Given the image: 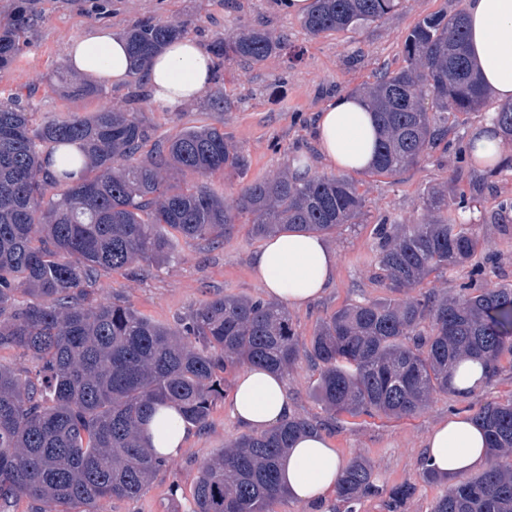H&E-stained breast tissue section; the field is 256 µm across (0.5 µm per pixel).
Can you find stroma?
Here are the masks:
<instances>
[{
    "label": "stroma",
    "instance_id": "obj_1",
    "mask_svg": "<svg viewBox=\"0 0 512 512\" xmlns=\"http://www.w3.org/2000/svg\"><path fill=\"white\" fill-rule=\"evenodd\" d=\"M277 2L30 0L40 20L27 31L17 60L0 69V93H22L25 103L47 115L80 114L104 106L136 112L154 141L202 122L223 128L248 159L245 177L212 181L216 189L230 196L242 179L286 169L299 156L307 157L312 171L327 172L315 139L318 112L332 98L359 91L372 82L381 68L400 67L404 38L419 18L433 13L449 15L461 7L460 0H404L397 11L361 30L314 37L304 30L299 18L281 11ZM140 20L187 23L190 38L207 47L223 34L247 25L261 26L283 37L285 47L251 66L234 59L216 62L212 85L223 89L226 101L220 112L211 111L204 100L174 112L159 110L151 103L148 87L136 76L121 85L101 83L100 94L92 98L62 93L55 73L70 67L66 47L72 38L99 28L120 33ZM454 170L453 158L437 149L417 167L394 178L356 173L367 211L361 223L340 225L327 237L336 253L335 281L320 298L288 311L303 341H310L320 319L345 305L385 297V289L373 278L375 225L421 223L422 197L432 187L453 180ZM463 179L484 187L479 202L464 219L472 224L481 244L498 258L486 285L511 286L512 212L503 228L492 224L490 216L498 201L512 198V169L490 178L484 167L468 164ZM261 245V240L249 234L247 225L239 223L217 244L178 240L176 259L164 270L146 265L133 277L109 269L100 271L95 289L103 302L130 304L153 321L172 326L216 293L262 297L263 290L252 272V258ZM319 373L318 365L304 358L285 375L296 414L317 420L326 416L315 394ZM458 405L452 394L439 393L411 418L342 416L335 427L327 429L333 447L346 462L367 459L376 475L379 494L359 501L355 512H387L386 492L401 484L413 488L401 512H433L446 488L423 478L425 440ZM240 434L228 400L219 401L207 427L192 429L188 445L172 458L168 470L157 474L139 497L109 500L105 512H188L201 466Z\"/></svg>",
    "mask_w": 512,
    "mask_h": 512
}]
</instances>
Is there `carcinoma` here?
<instances>
[{
  "label": "carcinoma",
  "mask_w": 512,
  "mask_h": 512,
  "mask_svg": "<svg viewBox=\"0 0 512 512\" xmlns=\"http://www.w3.org/2000/svg\"><path fill=\"white\" fill-rule=\"evenodd\" d=\"M402 0H314L301 21L313 37L356 31L399 9ZM38 15L21 6L0 23V68L20 53ZM179 22L138 21L124 32L130 54L145 64ZM282 49L262 27H244L214 40L219 59L259 64ZM71 96L97 89L60 71ZM380 130L370 173L395 176L418 166L453 124L489 99L469 57L464 10L426 15L408 31L403 65L363 89ZM512 140V105L495 112ZM138 113L102 108L85 116L35 118L19 96L0 99V350L35 363L21 370L0 363V503L24 498L44 505H79L101 512L103 502L133 498L169 460L151 453L141 426L158 402L179 406L185 423L203 428L224 398V374L240 364L284 373L301 357L320 367L318 399L327 417H292L261 434H244L199 470L190 512H271L285 498L279 460L297 436L330 426L346 414L407 418L437 393L466 401L453 385L457 365L481 363L484 386L497 381L512 355V287L487 288L491 257L478 254L472 225L448 209V186L422 199L421 224L376 227L374 279L390 296L346 305L301 343L287 310L262 298L215 295L173 327L154 323L125 304L94 296L97 271L137 273L161 267L173 254L170 235L217 242L246 217L261 239L290 229L329 234L358 224L366 199L345 175L290 170L255 178L229 199L206 180L241 177L248 162L224 130L203 124L146 149ZM78 145L79 152L67 149ZM60 153L62 169L44 159ZM205 181L182 188L178 172ZM482 189H454L466 209ZM470 268L455 298L412 294L431 275ZM485 430L491 457L476 478L452 485L434 512H512V398L489 402L473 415ZM412 487L388 492L387 512H400ZM379 493L371 465L351 463L336 486L349 505Z\"/></svg>",
  "instance_id": "1"
}]
</instances>
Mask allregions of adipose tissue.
<instances>
[{"mask_svg":"<svg viewBox=\"0 0 512 512\" xmlns=\"http://www.w3.org/2000/svg\"><path fill=\"white\" fill-rule=\"evenodd\" d=\"M474 64L485 86L501 102L512 101V0H465ZM71 68L89 80L120 85L141 76L157 107L170 111L200 101L214 75V61L196 40L171 42L141 69H134L122 38L100 30L71 39ZM316 142L320 154L343 172L368 169L375 160L378 131L365 99L342 95L319 112ZM254 276L268 300L302 307L321 296L336 276V254L320 236L281 231L267 238L253 259ZM231 415L251 434L264 432L294 414L283 377L267 368L248 365L235 376ZM154 452L177 456L189 432L178 408L156 404L142 426ZM431 467L455 477L487 462L483 430L469 417L439 422L425 442ZM346 469L326 435L300 436L279 465L280 484L289 498L309 501L336 487Z\"/></svg>","mask_w":512,"mask_h":512,"instance_id":"adipose-tissue-1","label":"adipose tissue"}]
</instances>
